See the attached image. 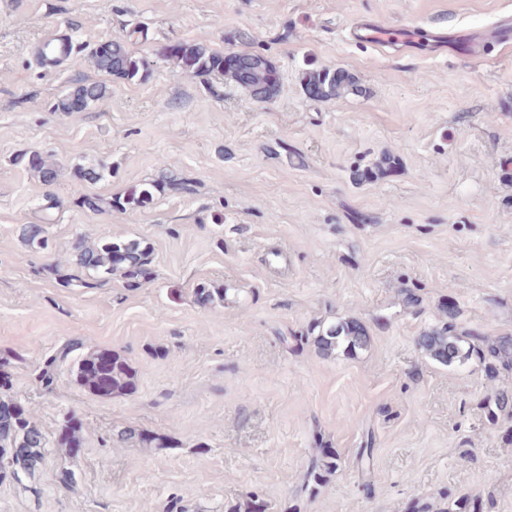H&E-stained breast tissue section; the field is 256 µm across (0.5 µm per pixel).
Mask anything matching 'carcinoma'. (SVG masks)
<instances>
[{"instance_id":"carcinoma-1","label":"carcinoma","mask_w":512,"mask_h":512,"mask_svg":"<svg viewBox=\"0 0 512 512\" xmlns=\"http://www.w3.org/2000/svg\"><path fill=\"white\" fill-rule=\"evenodd\" d=\"M161 55L183 71L196 77L218 75L228 85L241 87L250 92L254 100L268 102L279 91L280 76L277 68L262 53L247 51L240 54L241 64L230 63L228 53H218L190 43H176L165 46ZM89 62L98 71L128 82L147 80L152 70L151 61L136 56L128 47L127 36L112 38L108 50H92ZM304 93L317 90L320 100L339 99L355 89L353 76L341 69H306L300 78ZM106 94V87L97 82H81L59 98L55 109L60 112H74L75 104L80 111H86ZM17 165L24 166L43 183L58 180L65 167L49 155L37 151L25 152L14 158ZM396 156L385 154L375 165L358 168L354 179L371 182L397 169ZM106 166L101 164L78 165L72 168V175L87 183H96L105 177ZM173 184V179L164 177L134 188L123 197L113 201V207L127 210L145 207L154 195ZM20 237L27 242L45 244L44 229L40 224H24L19 228ZM74 265L90 277L103 279L117 275L136 287L150 277L149 250L137 239H114L110 236L90 238L79 237L72 247ZM224 300V289H198V301L207 306ZM446 320L442 325L423 331L417 338L418 348L432 360L455 366L472 358L484 365L489 378L496 377L502 367H512V336H499L489 340L472 332L461 331L456 319L458 310L454 306H442ZM370 336L366 326L357 319H344L318 325L313 344L319 352L331 355L341 349L355 353L368 346ZM79 343L68 340L44 361L39 381L50 389L57 378L58 368L66 362ZM76 381L84 388L102 396L120 395L130 388L133 373L129 364L120 356L110 352L90 351L81 357L74 367ZM12 386L0 385V479L9 480L22 488L25 481L33 480L42 465L49 445L67 455L75 454L81 446L83 426L73 416H65L58 425L54 441H49L34 411L11 395ZM486 417L491 423L512 419V392L501 391L492 403L486 406ZM116 446L124 447L137 442L145 447L161 450L171 446L169 439L127 427L117 431ZM339 467L336 452L324 448L318 462L312 465L307 475V484L318 485L325 477Z\"/></svg>"}]
</instances>
